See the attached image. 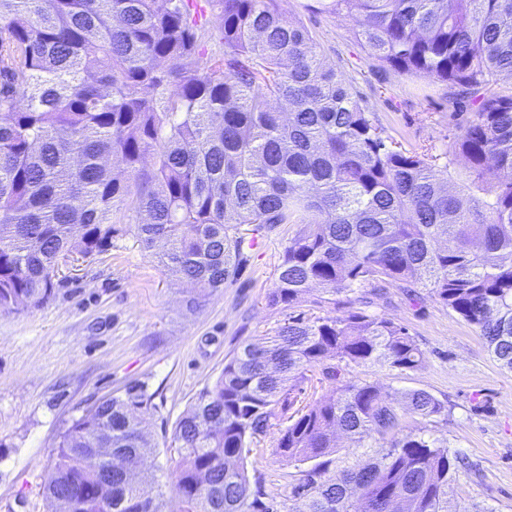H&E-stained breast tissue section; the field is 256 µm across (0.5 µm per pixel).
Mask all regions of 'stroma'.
I'll return each mask as SVG.
<instances>
[{"instance_id":"35a3bbf8","label":"stroma","mask_w":512,"mask_h":512,"mask_svg":"<svg viewBox=\"0 0 512 512\" xmlns=\"http://www.w3.org/2000/svg\"><path fill=\"white\" fill-rule=\"evenodd\" d=\"M311 2L280 0L279 8L309 29L327 64L354 79L387 133L436 155L451 152L474 106L457 108L448 85L431 76L382 67L351 19L312 11ZM294 231L291 224L262 231L236 278L195 314L183 306V286L127 236L63 269L42 306L0 315V512H48L41 485L58 437L85 409L136 382L154 395L147 420L157 449L143 472L169 492L177 420L238 346L265 342L287 316L269 306L267 292ZM351 298L406 326L425 362L410 371L354 366L344 379L377 384L396 406L408 390L443 401L448 416L433 438L477 466L449 483V498L512 512V372L493 361L475 327L424 294L388 284L356 289ZM278 437L270 428L244 465L264 502L293 512L294 488L312 465L276 455Z\"/></svg>"}]
</instances>
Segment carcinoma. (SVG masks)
<instances>
[{
  "mask_svg": "<svg viewBox=\"0 0 512 512\" xmlns=\"http://www.w3.org/2000/svg\"><path fill=\"white\" fill-rule=\"evenodd\" d=\"M355 20L386 66L478 97L458 137L470 179L448 193L441 156L387 134L352 82L278 0H0V313L41 306L59 261L132 236L191 285L202 309L247 260L252 232L294 224L268 293L292 309L340 304L354 287L398 283L476 327L512 372V0H316ZM406 327L358 308L291 314L263 345L244 343L175 424L178 512H273L244 467L275 406L304 383L332 394L296 409L276 453L315 462L294 512H487L448 500L467 463L431 437L448 415L424 390L394 407L352 366L415 370ZM153 395L126 386L61 434L42 493L49 512H163L129 484L156 444ZM376 459L331 472L336 433Z\"/></svg>",
  "mask_w": 512,
  "mask_h": 512,
  "instance_id": "obj_1",
  "label": "carcinoma"
}]
</instances>
